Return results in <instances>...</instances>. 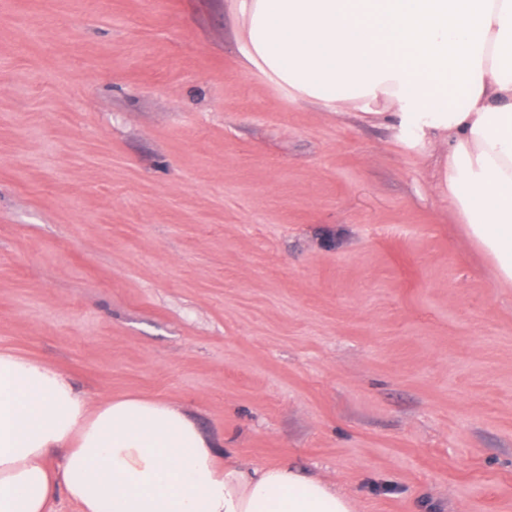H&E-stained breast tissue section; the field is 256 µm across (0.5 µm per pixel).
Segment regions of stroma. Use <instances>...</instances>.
Segmentation results:
<instances>
[{
  "instance_id": "obj_1",
  "label": "stroma",
  "mask_w": 512,
  "mask_h": 512,
  "mask_svg": "<svg viewBox=\"0 0 512 512\" xmlns=\"http://www.w3.org/2000/svg\"><path fill=\"white\" fill-rule=\"evenodd\" d=\"M238 0H0V350L357 512H512V286L442 145L248 64Z\"/></svg>"
}]
</instances>
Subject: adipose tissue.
Segmentation results:
<instances>
[{
  "mask_svg": "<svg viewBox=\"0 0 512 512\" xmlns=\"http://www.w3.org/2000/svg\"><path fill=\"white\" fill-rule=\"evenodd\" d=\"M248 63L299 97L358 104L410 145L447 144L442 194L512 284V0H241ZM355 512L286 464L219 463L185 412L90 407L52 366L0 351V512Z\"/></svg>",
  "mask_w": 512,
  "mask_h": 512,
  "instance_id": "ef3b65f1",
  "label": "adipose tissue"
}]
</instances>
